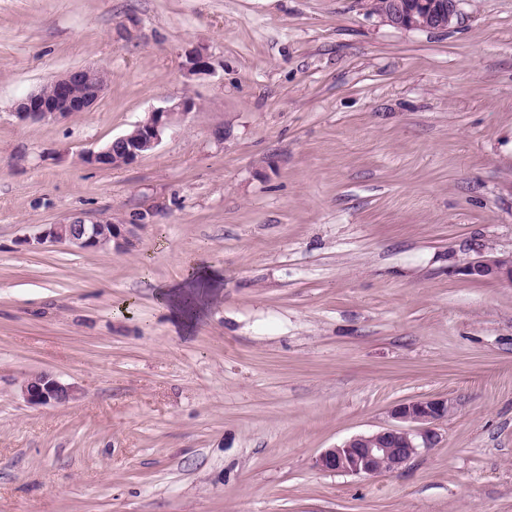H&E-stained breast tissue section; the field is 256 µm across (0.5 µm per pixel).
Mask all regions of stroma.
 I'll return each instance as SVG.
<instances>
[{
  "instance_id": "1",
  "label": "stroma",
  "mask_w": 512,
  "mask_h": 512,
  "mask_svg": "<svg viewBox=\"0 0 512 512\" xmlns=\"http://www.w3.org/2000/svg\"><path fill=\"white\" fill-rule=\"evenodd\" d=\"M196 50L212 71L190 76ZM94 66L87 112L17 101ZM192 112L133 164L83 153ZM83 218L124 248L39 240ZM512 0H0V512H512ZM212 275L191 332L162 303ZM47 373L74 386L34 406ZM451 399L372 477L315 465ZM382 22L406 30H445L460 14L461 0H368L366 9ZM467 271L478 280L507 279L512 284V254L471 263ZM22 392L32 405L64 403L76 398L73 386L65 385L48 374H39L28 379Z\"/></svg>"
}]
</instances>
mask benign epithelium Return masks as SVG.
Listing matches in <instances>:
<instances>
[{
    "label": "benign epithelium",
    "mask_w": 512,
    "mask_h": 512,
    "mask_svg": "<svg viewBox=\"0 0 512 512\" xmlns=\"http://www.w3.org/2000/svg\"><path fill=\"white\" fill-rule=\"evenodd\" d=\"M381 16L382 22L406 30H445L460 14L461 0H389ZM185 69L192 75L210 71L209 62L199 51L186 56ZM50 90L39 89L27 95L15 108V116L23 123H40L49 119L87 112L104 94L108 81L103 70L84 67L63 73L49 82ZM194 102H179L149 113L135 125L134 133L121 135L111 142L85 153V163L101 168L127 166L143 154L154 150L164 132L174 123L173 117L185 118ZM136 224H114L110 221L85 223L76 219L67 224H52L43 238L79 249H98L130 243ZM467 271L478 280L506 279L512 283V254L469 264ZM22 392L32 405L64 403L76 398L75 388L48 374L31 377ZM454 409L449 399H419L400 403L391 416L400 425L370 435L350 438L342 445L324 449L316 465L332 472L355 476H374L395 471L415 456L419 449L434 444L430 426L448 418Z\"/></svg>",
    "instance_id": "benign-epithelium-1"
}]
</instances>
